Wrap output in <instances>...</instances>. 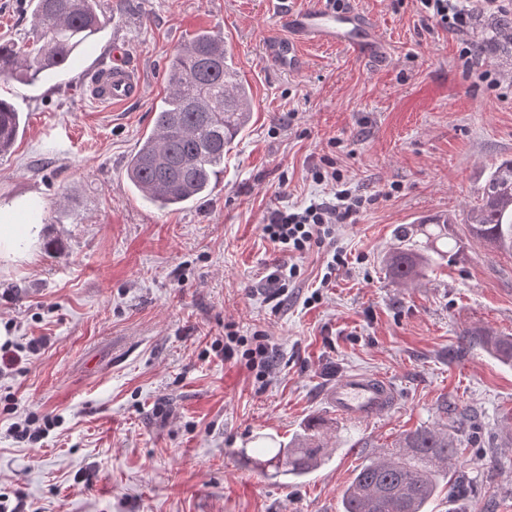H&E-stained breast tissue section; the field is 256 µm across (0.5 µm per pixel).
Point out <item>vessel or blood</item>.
I'll return each mask as SVG.
<instances>
[{
  "label": "vessel or blood",
  "mask_w": 512,
  "mask_h": 512,
  "mask_svg": "<svg viewBox=\"0 0 512 512\" xmlns=\"http://www.w3.org/2000/svg\"><path fill=\"white\" fill-rule=\"evenodd\" d=\"M285 24L287 36L268 42L265 52L280 69L288 72L303 69L302 47L307 43L339 42L374 60L385 55V43L374 21L357 9L320 5L288 13ZM92 93L98 101L107 104L128 101L139 95L140 80L127 61L124 46L114 45L112 65L95 78ZM325 402L336 416L371 421L394 407L396 393L382 376L352 372L326 390Z\"/></svg>",
  "instance_id": "obj_1"
}]
</instances>
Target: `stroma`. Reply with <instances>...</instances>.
<instances>
[{
    "mask_svg": "<svg viewBox=\"0 0 512 512\" xmlns=\"http://www.w3.org/2000/svg\"><path fill=\"white\" fill-rule=\"evenodd\" d=\"M319 2L99 0L109 23L79 66L34 83L0 77V97L25 121L0 155V199L38 203L44 224L31 259L0 261V355L15 358L0 370V495L22 512H341L356 469L444 421L445 403L472 421L457 439L470 485L461 512H512V368L478 349L454 354L470 327L512 335V257L466 240L408 285L383 262L398 225L466 217L490 171L512 159V57L482 53L500 80L490 89L460 54L487 37L491 15L463 41L426 30L417 0H350L386 58L310 45L304 69L280 70L268 40L286 35L288 11ZM30 29V0H0V43L24 45ZM201 30L223 36L252 119L211 194L163 212L125 168L165 95V64ZM117 43L141 91L102 104L85 83ZM326 158L374 202L338 227L347 264L335 278L321 281L331 249L313 250L273 306L263 276L282 255L260 226L274 209L332 198L312 177ZM228 324L267 335L271 384L225 361ZM354 371L384 376L394 407L337 419L323 393ZM32 412L52 420L35 444L10 431ZM313 418L329 422L334 453L300 482L245 459Z\"/></svg>",
    "mask_w": 512,
    "mask_h": 512,
    "instance_id": "obj_1",
    "label": "stroma"
}]
</instances>
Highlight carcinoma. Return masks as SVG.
<instances>
[{
    "instance_id": "1",
    "label": "carcinoma",
    "mask_w": 512,
    "mask_h": 512,
    "mask_svg": "<svg viewBox=\"0 0 512 512\" xmlns=\"http://www.w3.org/2000/svg\"><path fill=\"white\" fill-rule=\"evenodd\" d=\"M33 48L0 44V75L36 82L73 65L85 45L107 24L98 0H31ZM485 48L512 56V15L496 17ZM252 99L220 35L203 31L181 43L166 67V93L126 168L131 186L161 211L209 195L224 173V155L244 130ZM20 112L0 98V136L15 143ZM463 237L512 256V160L497 165L481 187V203L463 224ZM385 258L389 277L411 282L459 254L461 239L448 238V224H401ZM456 353L479 348L512 366V336L468 328ZM328 423L312 420L286 445L255 449V465L293 482L328 460L322 442ZM454 425L442 422L407 434L398 450L361 466L341 498L342 512H426L438 478L457 468L461 449Z\"/></svg>"
}]
</instances>
